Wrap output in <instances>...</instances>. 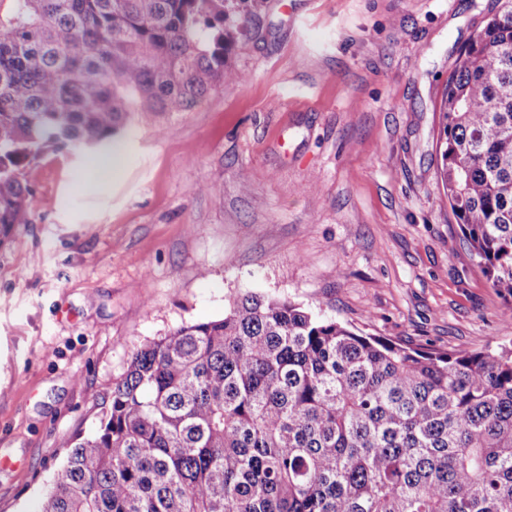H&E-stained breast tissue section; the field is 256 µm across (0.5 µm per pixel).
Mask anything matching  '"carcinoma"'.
Instances as JSON below:
<instances>
[{"mask_svg": "<svg viewBox=\"0 0 512 512\" xmlns=\"http://www.w3.org/2000/svg\"><path fill=\"white\" fill-rule=\"evenodd\" d=\"M225 0H0V227L18 168L240 81ZM438 182L512 316V0L461 50ZM35 512H512V347L427 352L255 292L144 344Z\"/></svg>", "mask_w": 512, "mask_h": 512, "instance_id": "1", "label": "carcinoma"}]
</instances>
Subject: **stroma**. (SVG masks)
Wrapping results in <instances>:
<instances>
[{
  "instance_id": "35a3bbf8",
  "label": "stroma",
  "mask_w": 512,
  "mask_h": 512,
  "mask_svg": "<svg viewBox=\"0 0 512 512\" xmlns=\"http://www.w3.org/2000/svg\"><path fill=\"white\" fill-rule=\"evenodd\" d=\"M498 8L228 0L240 81L134 115L119 179L89 151L28 157L30 221L0 228V512H34L137 348L238 293L423 351L512 345L436 158L448 72Z\"/></svg>"
}]
</instances>
